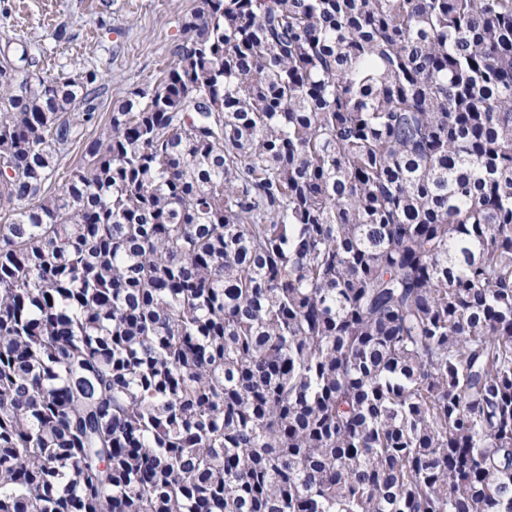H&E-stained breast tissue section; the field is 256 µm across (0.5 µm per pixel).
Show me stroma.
Listing matches in <instances>:
<instances>
[{"label":"stroma","mask_w":512,"mask_h":512,"mask_svg":"<svg viewBox=\"0 0 512 512\" xmlns=\"http://www.w3.org/2000/svg\"><path fill=\"white\" fill-rule=\"evenodd\" d=\"M199 0H0V46L29 42L43 78L98 76L95 125L103 133L112 108L169 68L181 40V18Z\"/></svg>","instance_id":"1"}]
</instances>
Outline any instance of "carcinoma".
I'll return each instance as SVG.
<instances>
[{
	"instance_id": "1",
	"label": "carcinoma",
	"mask_w": 512,
	"mask_h": 512,
	"mask_svg": "<svg viewBox=\"0 0 512 512\" xmlns=\"http://www.w3.org/2000/svg\"><path fill=\"white\" fill-rule=\"evenodd\" d=\"M0 57V512H512V0H199ZM199 0H0V47L25 39L38 61L35 78L95 71V125L84 126L58 165L65 176L81 160L82 142L103 133L109 112L132 91L153 85L174 60L181 18ZM62 34V38H58Z\"/></svg>"
}]
</instances>
